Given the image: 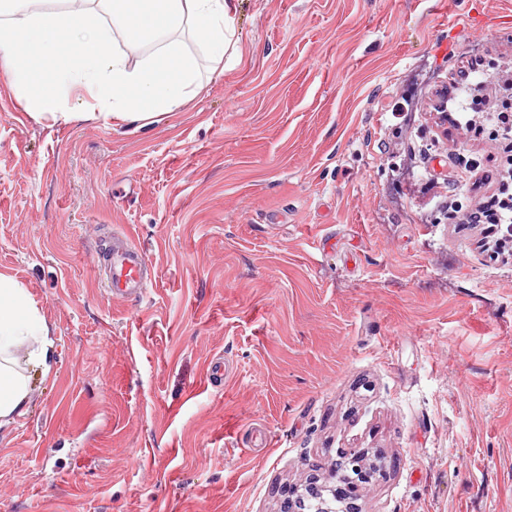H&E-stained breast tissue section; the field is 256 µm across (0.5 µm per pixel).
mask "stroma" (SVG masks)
Wrapping results in <instances>:
<instances>
[{"label":"stroma","mask_w":512,"mask_h":512,"mask_svg":"<svg viewBox=\"0 0 512 512\" xmlns=\"http://www.w3.org/2000/svg\"><path fill=\"white\" fill-rule=\"evenodd\" d=\"M237 29L137 131L0 83V272L55 342L0 428V512H281L353 448L362 512H512V255L470 219L512 166L459 92L512 62V0H240ZM116 232L135 300L99 283ZM98 251L101 282L112 297H139L146 292V256L126 234H113Z\"/></svg>","instance_id":"obj_1"}]
</instances>
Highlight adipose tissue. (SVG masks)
Wrapping results in <instances>:
<instances>
[{
  "mask_svg": "<svg viewBox=\"0 0 512 512\" xmlns=\"http://www.w3.org/2000/svg\"><path fill=\"white\" fill-rule=\"evenodd\" d=\"M239 0H0V76L25 112L53 121L112 120L141 129L177 111L200 85L201 62L221 74L238 58ZM111 27H103L102 17ZM190 29L205 49L197 55L178 34ZM148 48L129 65L117 44ZM93 107L74 111V88ZM49 326L28 291L0 272V427L24 414L34 374L52 370Z\"/></svg>",
  "mask_w": 512,
  "mask_h": 512,
  "instance_id": "1",
  "label": "adipose tissue"
}]
</instances>
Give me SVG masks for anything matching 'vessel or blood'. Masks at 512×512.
<instances>
[{
    "label": "vessel or blood",
    "mask_w": 512,
    "mask_h": 512,
    "mask_svg": "<svg viewBox=\"0 0 512 512\" xmlns=\"http://www.w3.org/2000/svg\"><path fill=\"white\" fill-rule=\"evenodd\" d=\"M101 281L115 297H138L148 286L144 252L126 234H115L99 247Z\"/></svg>",
    "instance_id": "vessel-or-blood-1"
}]
</instances>
